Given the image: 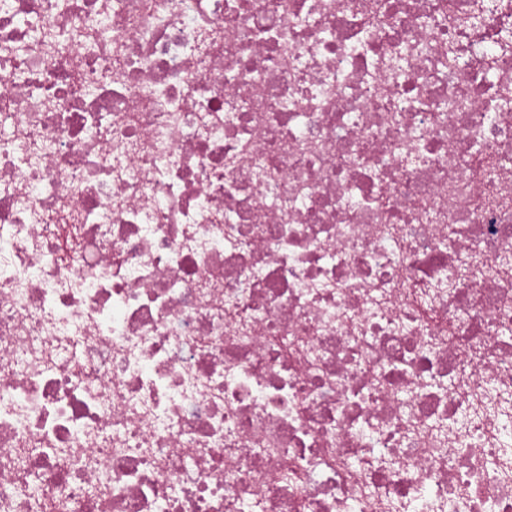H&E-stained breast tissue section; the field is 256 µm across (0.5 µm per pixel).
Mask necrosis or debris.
Returning a JSON list of instances; mask_svg holds the SVG:
<instances>
[{
  "label": "necrosis or debris",
  "instance_id": "1",
  "mask_svg": "<svg viewBox=\"0 0 512 512\" xmlns=\"http://www.w3.org/2000/svg\"><path fill=\"white\" fill-rule=\"evenodd\" d=\"M0 512H512V0H0Z\"/></svg>",
  "mask_w": 512,
  "mask_h": 512
}]
</instances>
